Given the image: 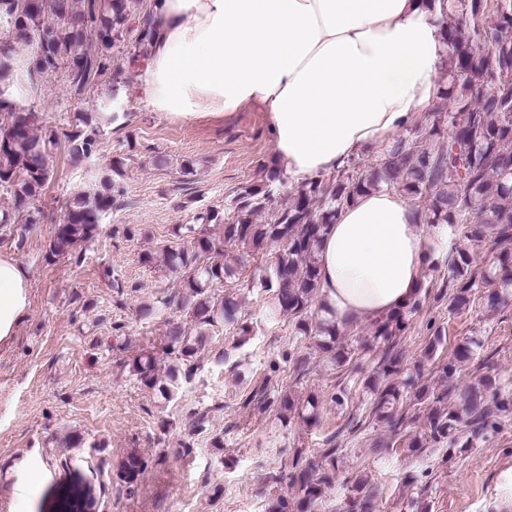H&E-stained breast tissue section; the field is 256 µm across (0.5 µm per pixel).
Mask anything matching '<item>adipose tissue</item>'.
I'll return each instance as SVG.
<instances>
[{"label":"adipose tissue","mask_w":512,"mask_h":512,"mask_svg":"<svg viewBox=\"0 0 512 512\" xmlns=\"http://www.w3.org/2000/svg\"><path fill=\"white\" fill-rule=\"evenodd\" d=\"M429 0H148L153 38L139 82L167 119L265 107L280 166L297 183L380 148L437 93L448 47ZM319 297L340 326L374 322L419 292L427 240L396 192L338 212L317 252ZM29 279L0 256V342L28 307Z\"/></svg>","instance_id":"adipose-tissue-1"}]
</instances>
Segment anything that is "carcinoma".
<instances>
[{
	"label": "carcinoma",
	"mask_w": 512,
	"mask_h": 512,
	"mask_svg": "<svg viewBox=\"0 0 512 512\" xmlns=\"http://www.w3.org/2000/svg\"><path fill=\"white\" fill-rule=\"evenodd\" d=\"M439 13L450 63L448 89L439 93L444 104L436 107L431 122L414 137L397 139L383 152L363 153L329 174H318L301 183L288 204L273 212L271 221L256 217L270 209L273 195L266 185H254L236 198L233 216L224 219L208 211L193 224H179L161 254L174 291L165 303H174L189 318L188 326L169 330L165 354L172 363L159 365L149 351L135 355L129 370L145 387L171 402L180 380L194 375L196 360L216 327L250 335L252 327L239 314L225 283L240 279L241 272L224 263V248L237 247L246 254L272 255L264 273L247 279L251 287L268 293L270 315L285 317L299 336L316 346L340 367L352 360L355 350L340 346L346 329L313 310L319 292L318 245L338 212L370 191L398 192L419 202V223L437 228L442 224L459 231L469 242L488 238L512 241V0H432ZM7 23L6 49L0 52V112L9 121L0 126V188L11 198V207L0 211V239L17 238L22 244L42 213L34 206L51 180L53 151L61 141L76 159L97 153L101 130L117 115L109 108L79 112L81 129L67 132L40 124L34 109L18 105L22 78L38 79L64 71L75 94L90 85L104 84L115 92L112 72H123L112 51L127 43L126 57L136 61L147 55L152 39L149 14L134 16L128 0H0V24ZM125 157L115 155L108 172L94 185L68 200L63 220L55 225L46 260L70 257L83 243L99 235L104 214L112 210L122 192ZM468 250H448V277L435 295L458 312L475 291L496 286L487 295L500 305L512 294V251H502L491 275L472 270ZM423 307L416 297L404 310L373 323V343L383 346L376 371L364 381L370 394L368 416L383 423L394 439L406 425L407 400L426 407L425 432L405 443L413 454L436 444L453 451L473 447V441L496 432L502 417L512 413V393H504L496 379L482 376L460 391L454 404L444 405L448 390H429L422 369L404 373L396 337L405 332L412 316ZM481 342L470 338L459 345L454 357L438 366L440 378H454L458 363L469 360ZM270 378L255 385L245 396L244 407L265 412L274 407L283 420L298 417L311 427L320 422L319 399L313 394L294 398L269 389ZM361 430L352 417L344 428L328 434L312 460L295 449L291 458L269 473L275 485L287 483L293 499H270L268 512H322L334 485L336 466L347 436ZM148 466L140 455L122 462L119 480L127 493L138 488ZM377 491L358 478L354 494L342 512H377Z\"/></svg>",
	"instance_id": "1"
}]
</instances>
